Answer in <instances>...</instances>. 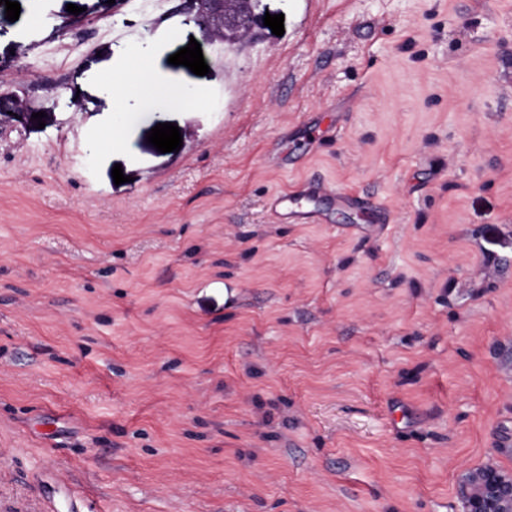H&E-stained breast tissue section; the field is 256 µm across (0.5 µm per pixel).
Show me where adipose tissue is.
Returning a JSON list of instances; mask_svg holds the SVG:
<instances>
[{
    "instance_id": "adipose-tissue-1",
    "label": "adipose tissue",
    "mask_w": 512,
    "mask_h": 512,
    "mask_svg": "<svg viewBox=\"0 0 512 512\" xmlns=\"http://www.w3.org/2000/svg\"><path fill=\"white\" fill-rule=\"evenodd\" d=\"M116 99L118 114L109 132L113 142H120L129 116L126 101H134L142 108L156 112H177L183 108L206 101L204 86L185 92L182 85L162 76L153 58L141 48L126 51L124 62L104 72L100 78Z\"/></svg>"
}]
</instances>
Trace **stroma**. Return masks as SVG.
Masks as SVG:
<instances>
[{
	"mask_svg": "<svg viewBox=\"0 0 512 512\" xmlns=\"http://www.w3.org/2000/svg\"><path fill=\"white\" fill-rule=\"evenodd\" d=\"M198 7L0 4V512L59 478L82 512H463L512 474V0H249L242 39L191 28L206 106L99 148L81 84ZM305 192L306 194L300 192L297 187L279 192L272 197L271 207L283 216H287V218L289 214H293L298 218L307 221L311 218V211L302 210L304 207L303 201L315 198L314 196L317 194H327L328 192L321 184L309 186ZM491 475L494 476V479L498 483L508 484L510 481H512V475H509L508 473L493 467H480L468 472L462 477L459 486H467L470 492V498L476 501L475 505L477 506L468 511L499 512L501 510H499L497 507V499L502 500L508 498L512 500V488L508 493L506 485L493 484V497L487 499L480 505L477 503L486 497L487 492L491 486Z\"/></svg>",
	"mask_w": 512,
	"mask_h": 512,
	"instance_id": "stroma-1",
	"label": "stroma"
}]
</instances>
